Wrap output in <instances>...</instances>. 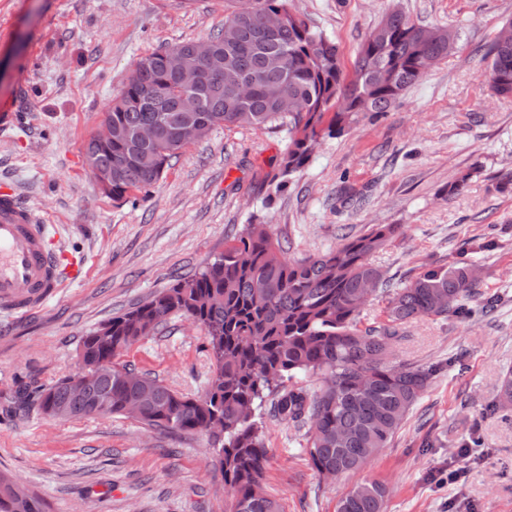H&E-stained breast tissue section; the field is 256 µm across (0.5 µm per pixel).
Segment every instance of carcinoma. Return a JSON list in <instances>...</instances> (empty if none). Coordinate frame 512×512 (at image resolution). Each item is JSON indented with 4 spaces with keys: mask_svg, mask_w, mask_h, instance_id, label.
Instances as JSON below:
<instances>
[{
    "mask_svg": "<svg viewBox=\"0 0 512 512\" xmlns=\"http://www.w3.org/2000/svg\"><path fill=\"white\" fill-rule=\"evenodd\" d=\"M227 2L224 27L204 39V47L224 69L252 84V96L241 101L233 88L210 77L183 88L162 53L190 51L195 40L142 57L105 117L116 134L110 141L93 136L84 145L97 168L112 170V198L156 184L184 147L178 138L189 122L179 104L184 94L199 97L202 139L220 125H288L280 192L308 164L322 132H343L364 109L375 115L388 111L459 39L455 29L423 25L394 8L366 34L347 77L338 45L293 13L288 0ZM487 57L490 91L512 98V43L493 42ZM142 126L157 128L154 146L135 140ZM399 229L376 224L328 253L289 261L271 225H244L224 253L193 278L83 338L85 397L70 399L72 415L127 417L138 406L135 420L151 428L207 433L224 471L225 512H282L262 485L268 456L257 411L271 395L283 420L308 426L304 451L319 477L361 470L388 447L435 376L432 368L388 359L400 328L424 317H473L471 302L481 297L478 267L468 259L390 285L371 257ZM369 294L385 298L386 322L363 328ZM164 315L184 316L205 330L215 370L200 396L179 393L119 361ZM102 360L112 366L107 376L94 374ZM309 373L323 378L317 392L297 386L298 376ZM60 386L58 381L23 387L16 392L18 408L47 413L50 392ZM93 402L100 404L96 411ZM493 406L512 407V371L503 376ZM387 496L384 483L365 481L342 493L336 512H383ZM0 512H45V505L0 472Z\"/></svg>",
    "mask_w": 512,
    "mask_h": 512,
    "instance_id": "obj_1",
    "label": "carcinoma"
}]
</instances>
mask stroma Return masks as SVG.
Returning <instances> with one entry per match:
<instances>
[{
	"label": "stroma",
	"mask_w": 512,
	"mask_h": 512,
	"mask_svg": "<svg viewBox=\"0 0 512 512\" xmlns=\"http://www.w3.org/2000/svg\"><path fill=\"white\" fill-rule=\"evenodd\" d=\"M395 5L458 30L456 50L389 112L322 139L287 189H276L287 126L220 125L179 150L155 185L115 200L86 170L85 142L135 64L217 32L224 0H0V191L14 192L66 261L83 267L42 307L0 311V472L48 512H224V473L207 434L121 415L50 419L16 410L13 397L19 386L76 374L84 336L192 277L251 222L270 224L291 260L399 225L375 258L399 282L456 262L463 242L494 241L471 255L494 310L416 319L394 342L396 360L438 373L366 467L319 479L305 428L265 407L263 484L283 512H335L341 492L365 480L387 485L385 512H512V409L490 407L512 370V99L492 95L486 57L512 21V0H289L337 43L347 71ZM464 175L466 187L449 195ZM122 360L193 396L214 369L204 329L181 316ZM474 438L479 447L465 451ZM458 468L465 477L449 484Z\"/></svg>",
	"instance_id": "stroma-1"
}]
</instances>
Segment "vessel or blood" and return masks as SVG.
<instances>
[{"instance_id": "obj_1", "label": "vessel or blood", "mask_w": 512, "mask_h": 512, "mask_svg": "<svg viewBox=\"0 0 512 512\" xmlns=\"http://www.w3.org/2000/svg\"><path fill=\"white\" fill-rule=\"evenodd\" d=\"M60 258L45 243V227L11 192L0 193V310L39 308L62 286Z\"/></svg>"}]
</instances>
